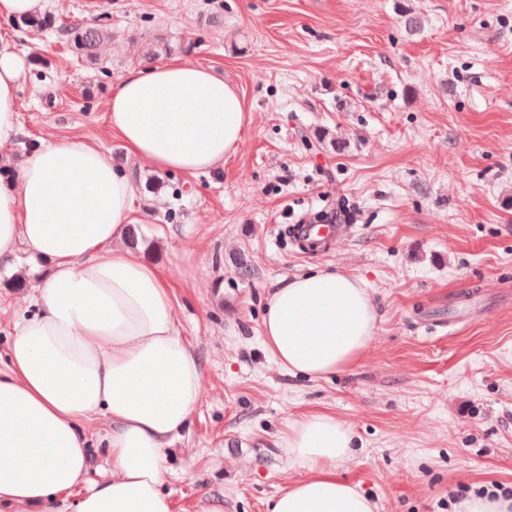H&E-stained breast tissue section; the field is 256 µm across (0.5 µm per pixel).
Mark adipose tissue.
Instances as JSON below:
<instances>
[{"instance_id":"obj_1","label":"adipose tissue","mask_w":512,"mask_h":512,"mask_svg":"<svg viewBox=\"0 0 512 512\" xmlns=\"http://www.w3.org/2000/svg\"><path fill=\"white\" fill-rule=\"evenodd\" d=\"M25 69L0 37V149L20 135ZM107 118L142 164L192 177L223 167L247 123L234 84L178 61L118 78ZM134 195L101 146L75 140L40 143L0 181V259L21 251L48 265L0 368V512H171L165 452L190 423L201 371L170 288L125 240ZM377 320L365 281L319 269L281 280L262 333L281 367L322 380L365 352ZM101 415L112 474L92 480L86 425ZM353 443L333 415L294 419L284 446L299 477L269 512H379L341 472Z\"/></svg>"}]
</instances>
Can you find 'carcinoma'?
I'll use <instances>...</instances> for the list:
<instances>
[{"mask_svg":"<svg viewBox=\"0 0 512 512\" xmlns=\"http://www.w3.org/2000/svg\"><path fill=\"white\" fill-rule=\"evenodd\" d=\"M22 24L43 36H56L78 61L89 67L99 65L105 59L109 32L101 26L78 20L61 22L50 16L33 17ZM173 51L174 46L169 42L161 37L154 38L145 45L140 61L151 64Z\"/></svg>","mask_w":512,"mask_h":512,"instance_id":"carcinoma-1","label":"carcinoma"}]
</instances>
